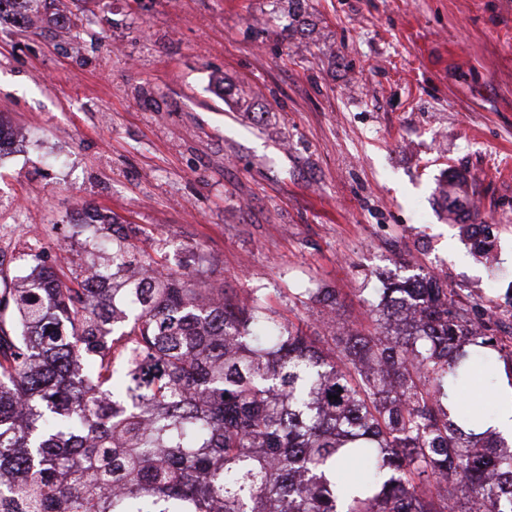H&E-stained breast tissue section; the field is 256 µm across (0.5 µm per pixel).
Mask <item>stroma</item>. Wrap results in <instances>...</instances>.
Wrapping results in <instances>:
<instances>
[{
  "mask_svg": "<svg viewBox=\"0 0 512 512\" xmlns=\"http://www.w3.org/2000/svg\"><path fill=\"white\" fill-rule=\"evenodd\" d=\"M71 40L0 20V269L30 249L64 273L101 230L142 228L172 271L253 292L330 332L386 276L435 275L468 304L512 303V0H74ZM473 183L495 262L441 199Z\"/></svg>",
  "mask_w": 512,
  "mask_h": 512,
  "instance_id": "stroma-1",
  "label": "stroma"
}]
</instances>
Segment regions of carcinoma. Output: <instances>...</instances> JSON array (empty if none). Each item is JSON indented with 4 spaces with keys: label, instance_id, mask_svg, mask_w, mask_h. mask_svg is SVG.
Masks as SVG:
<instances>
[{
    "label": "carcinoma",
    "instance_id": "obj_1",
    "mask_svg": "<svg viewBox=\"0 0 512 512\" xmlns=\"http://www.w3.org/2000/svg\"><path fill=\"white\" fill-rule=\"evenodd\" d=\"M33 2L0 19L56 21ZM84 211L112 231L109 283L92 254L66 278L38 253L0 289V512H512V445L462 398L512 345L456 290L388 277L369 326L316 338Z\"/></svg>",
    "mask_w": 512,
    "mask_h": 512
}]
</instances>
